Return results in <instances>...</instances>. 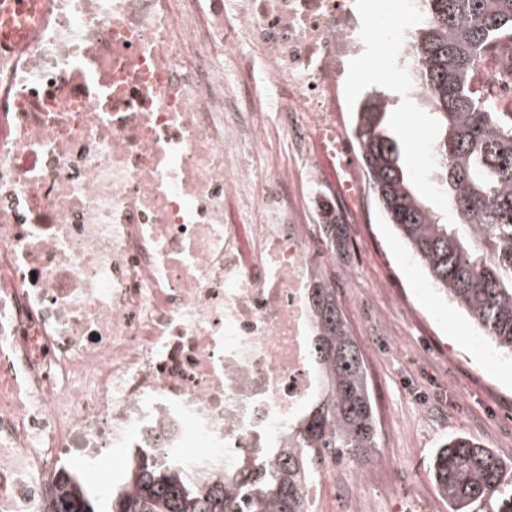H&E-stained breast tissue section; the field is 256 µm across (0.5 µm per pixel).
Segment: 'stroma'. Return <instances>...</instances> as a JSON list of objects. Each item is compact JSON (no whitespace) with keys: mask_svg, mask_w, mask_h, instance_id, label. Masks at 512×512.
I'll use <instances>...</instances> for the list:
<instances>
[{"mask_svg":"<svg viewBox=\"0 0 512 512\" xmlns=\"http://www.w3.org/2000/svg\"><path fill=\"white\" fill-rule=\"evenodd\" d=\"M356 71L348 104L372 89L388 95L404 168L424 202L451 221L432 185L429 102L407 97L390 73L371 80L378 71L372 62L359 63ZM330 252L325 271L364 351L381 429L359 498L348 495L344 463L332 462L319 476L315 512H448L429 461L453 435L493 450L512 480V362L475 346L477 328L436 297L376 203L356 223L337 224Z\"/></svg>","mask_w":512,"mask_h":512,"instance_id":"35a3bbf8","label":"stroma"}]
</instances>
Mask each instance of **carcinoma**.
<instances>
[{
  "instance_id": "obj_1",
  "label": "carcinoma",
  "mask_w": 512,
  "mask_h": 512,
  "mask_svg": "<svg viewBox=\"0 0 512 512\" xmlns=\"http://www.w3.org/2000/svg\"><path fill=\"white\" fill-rule=\"evenodd\" d=\"M493 58L512 68V0H421L412 67L435 109L436 185L456 223L441 222L411 185L388 127L387 95L361 101L352 129L385 222L437 294L512 360V112L500 111L484 88ZM327 280L311 297L310 357L320 389L284 428L286 447L274 459L246 456L218 478L143 452L132 456L109 502L63 469L43 512H315L308 488L321 469L339 459L369 460L380 438L364 353ZM430 470L448 512H471L493 497L499 512H512L503 461L474 440L448 438Z\"/></svg>"
}]
</instances>
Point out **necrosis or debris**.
I'll return each instance as SVG.
<instances>
[{
  "instance_id": "4bbe7bcc",
  "label": "necrosis or debris",
  "mask_w": 512,
  "mask_h": 512,
  "mask_svg": "<svg viewBox=\"0 0 512 512\" xmlns=\"http://www.w3.org/2000/svg\"><path fill=\"white\" fill-rule=\"evenodd\" d=\"M408 36L356 0H43L0 50V512H42L64 468L282 447L329 259L293 197L365 205L336 115L371 38L398 77ZM293 156L336 160L335 193Z\"/></svg>"
}]
</instances>
